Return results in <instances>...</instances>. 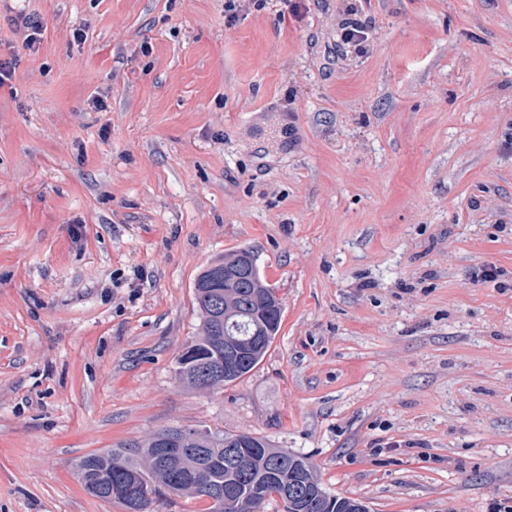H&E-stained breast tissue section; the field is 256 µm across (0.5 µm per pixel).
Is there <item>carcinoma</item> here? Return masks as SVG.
<instances>
[{"label":"carcinoma","mask_w":512,"mask_h":512,"mask_svg":"<svg viewBox=\"0 0 512 512\" xmlns=\"http://www.w3.org/2000/svg\"><path fill=\"white\" fill-rule=\"evenodd\" d=\"M195 301L200 319L198 336L191 341L192 357H179L178 380L193 389L203 387L198 374L212 357L214 337L227 335L229 326L253 340L239 343L244 356L224 373L231 383L250 373L268 351L281 324V302L266 281L254 249L243 247L224 254L197 276ZM207 449L205 466L187 453L160 457L155 436L117 448L88 454L73 465V474L90 495L112 500L126 509L154 512L163 495L202 499L208 512H262L265 502L281 488L296 485L299 495L283 503L284 512H358L360 500L331 495L319 482L309 459L276 448L250 432L203 434L195 444ZM246 451L239 468L225 464L228 448Z\"/></svg>","instance_id":"obj_1"}]
</instances>
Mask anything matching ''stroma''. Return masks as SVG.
Instances as JSON below:
<instances>
[{
    "mask_svg": "<svg viewBox=\"0 0 512 512\" xmlns=\"http://www.w3.org/2000/svg\"><path fill=\"white\" fill-rule=\"evenodd\" d=\"M307 7L26 0L33 52L0 0V512H125L72 461L169 426L262 436L369 512L512 507V288L469 278L512 272V0ZM241 247L280 331L186 388L194 281ZM11 22L16 26L27 32L25 34V43L30 50H36L40 42L41 25L35 17L20 11L11 19ZM360 14L361 12L358 10L351 11L349 13L351 17L345 18L340 25V41L343 51L337 56L336 62L341 68L349 65V53L362 55L368 52L372 22L368 18L363 19ZM470 280L474 284L495 282L503 288H512V273L493 263H484L472 269Z\"/></svg>",
    "mask_w": 512,
    "mask_h": 512,
    "instance_id": "1",
    "label": "stroma"
}]
</instances>
